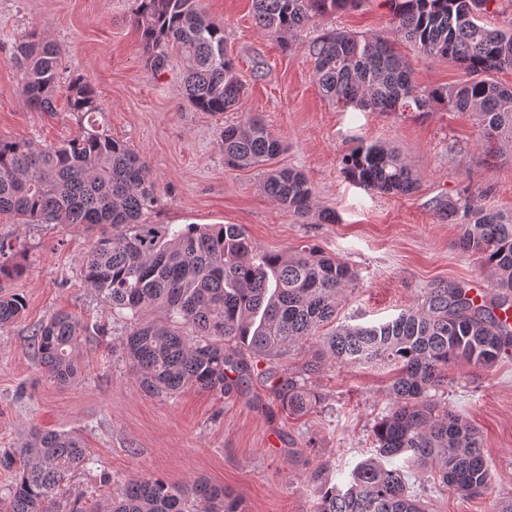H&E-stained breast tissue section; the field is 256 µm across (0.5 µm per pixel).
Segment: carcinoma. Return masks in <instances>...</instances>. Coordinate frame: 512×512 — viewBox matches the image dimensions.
<instances>
[{
  "label": "carcinoma",
  "instance_id": "carcinoma-1",
  "mask_svg": "<svg viewBox=\"0 0 512 512\" xmlns=\"http://www.w3.org/2000/svg\"><path fill=\"white\" fill-rule=\"evenodd\" d=\"M134 25L147 64L169 68L178 57L183 93L202 112L236 111L246 84L228 57L224 27L206 18L199 0H136ZM390 35L327 31L303 44L325 97L338 107L368 112H432L440 105L476 117L482 141L512 146V86L491 75L512 70V29L490 28L486 17L499 0H388ZM356 0H253L257 25L293 49L287 37ZM404 40L419 52L448 60L467 79L419 88L412 69L394 47ZM10 61L21 73L25 104L52 112L61 65L59 47L34 34L14 42ZM69 111L86 123L61 144L39 146L19 138L0 140V215L19 224H69L99 229L83 260V280L112 312L130 322L125 336L129 368L151 395L196 388L229 395L248 383L253 359L274 360L310 344L306 371L326 363L399 367L393 402L373 427L376 454L354 468L346 487L317 479L316 512H427L410 491L405 474L384 460L404 456L462 498H479L491 483L475 427L431 391L448 381V366L493 367L512 350V325L499 311L512 308V210L486 207L470 197L450 198L437 215L459 224L457 247L479 255L497 293L481 304L460 284L441 281L415 308L373 326L342 325L338 306L355 280L345 264L313 247L292 253L258 249L238 224H148L156 185L147 162L100 127L99 96L83 77L66 87ZM224 163L263 166L264 193L298 218L313 211L315 193L297 170L270 166L284 151L282 140L256 114L222 132ZM343 172L366 189L410 194L419 177L393 148L361 144L342 159ZM12 247L0 242V280L19 275ZM25 299L0 294V326L19 319ZM157 309L160 320L141 322ZM88 328L58 313L33 333L34 352L48 375L69 383L81 375L78 353ZM275 390L288 413L301 415L317 395L296 376ZM93 461L75 434L33 428L19 448L0 452V466L20 464L0 512H53L62 483ZM106 512H239L224 488L202 480L170 484L161 479L115 481Z\"/></svg>",
  "mask_w": 512,
  "mask_h": 512
}]
</instances>
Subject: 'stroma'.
Returning <instances> with one entry per match:
<instances>
[{"label": "stroma", "mask_w": 512, "mask_h": 512, "mask_svg": "<svg viewBox=\"0 0 512 512\" xmlns=\"http://www.w3.org/2000/svg\"><path fill=\"white\" fill-rule=\"evenodd\" d=\"M201 6L223 24L246 83L240 111H198L182 94L180 66L151 70L132 23L135 0H0V140L50 145L80 132L64 96H57L55 111L35 112L20 95L11 46L36 33L61 48L60 86L86 78L103 104L99 122L146 159L156 184L147 223L239 224L259 249L308 245L347 264L356 279L337 315L340 325L395 318L441 281L477 285L492 298L489 274L476 256L457 248L458 226L439 219L435 207L468 192L479 204L512 208V149L487 148L474 118L441 107L423 114L336 107L322 96L302 49L327 28L388 33V0H362L320 18L290 52L256 25L252 0H201ZM397 49L420 86L465 78L459 67L412 44ZM249 113L260 114L285 144L275 166L302 171L317 213L334 212L335 223L317 214L295 217L264 194L260 170L225 165L221 132ZM361 143L397 148L420 178L417 190L382 194L350 181L341 160ZM94 238L66 224H19L0 215V241L12 245L24 268L0 287L26 301L22 318L0 327V451L19 447L34 425L72 432L94 462L65 482L62 498L83 497L89 508L106 504L111 488L100 481L104 472L175 484L204 478L232 492L240 512H314L316 478L345 486L374 453L372 429L389 410L395 376L387 366L329 364L307 374L320 401L299 416L288 414L262 371L271 365L282 374L299 371L311 355L305 347L260 360L259 375L224 398L193 388L170 397L143 392L122 346L126 322L83 280ZM59 311L106 329L88 338L82 374L68 384L40 368L32 346L34 329ZM448 378L440 399L480 429L492 492L463 498L414 469L408 483L428 512H492L493 499L512 495V353L488 370L451 365Z\"/></svg>", "instance_id": "obj_1"}]
</instances>
